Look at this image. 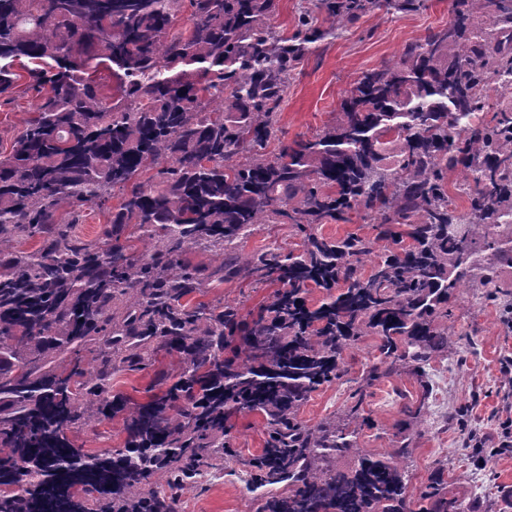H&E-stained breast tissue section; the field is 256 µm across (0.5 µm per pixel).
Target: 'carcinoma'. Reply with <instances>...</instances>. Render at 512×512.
<instances>
[{
    "label": "carcinoma",
    "instance_id": "cac0c4a2",
    "mask_svg": "<svg viewBox=\"0 0 512 512\" xmlns=\"http://www.w3.org/2000/svg\"><path fill=\"white\" fill-rule=\"evenodd\" d=\"M422 4L316 0L330 27L304 16L285 37L275 0H0V97L38 98L0 155V512H173L168 493L215 460L242 412L266 434L244 462L249 490L283 485L257 512H411L405 471L358 447L363 398L338 423L299 412L369 333L362 380L423 373L448 351V301L512 264V0H455L448 25L362 73L333 126L280 141L273 159L260 150L314 44ZM116 189L111 226L77 237L84 208ZM353 209L374 237L319 232ZM285 221L298 252L241 250L255 225ZM201 246L220 282L282 285L251 323L232 304H189L202 281L180 256ZM90 345L101 370L83 366ZM162 351L179 362L158 391L112 397V373ZM116 416L123 450L68 438ZM351 451V471L329 466ZM447 487L438 473L431 512H465Z\"/></svg>",
    "mask_w": 512,
    "mask_h": 512
}]
</instances>
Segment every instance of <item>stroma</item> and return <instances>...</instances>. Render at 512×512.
Returning <instances> with one entry per match:
<instances>
[{"label": "stroma", "mask_w": 512, "mask_h": 512, "mask_svg": "<svg viewBox=\"0 0 512 512\" xmlns=\"http://www.w3.org/2000/svg\"><path fill=\"white\" fill-rule=\"evenodd\" d=\"M452 0H426L417 12L378 11L362 17L342 32L318 42L293 72L278 112L280 139L310 137L335 122L340 104L362 72L400 56L406 45L421 41L429 31L447 24ZM32 94L18 92L0 103V152H9L13 133L34 111ZM301 239L287 224H259L243 240L245 252L298 250ZM184 261L203 280L205 302H234L245 319L256 317L272 290H251L243 281L218 284L208 275L218 258L214 252L192 248ZM500 286L464 289L453 299L448 322V354L427 368L424 376L394 374L363 387L361 369L374 355L375 336L361 337L347 361L344 381L314 392L301 408L300 419L314 425L343 415L353 394L363 390V407L371 424L358 445L376 455L393 453L404 406L415 403L430 388L421 432L401 460L407 476L412 512L423 503L426 484L436 470H444L452 492L473 512H512V453L494 449L499 419L512 404V376L503 374L500 361L512 356V327L503 318V303L512 298V277L501 276ZM176 360L159 354L154 366L113 375V393L132 402L146 400V390ZM233 441L226 459L198 472L181 496V512H256L257 500L246 488L243 462L263 447L262 418L254 413L234 421ZM77 443L91 452L123 448L119 421L72 430ZM485 441L484 459L474 454L476 441Z\"/></svg>", "instance_id": "stroma-1"}]
</instances>
